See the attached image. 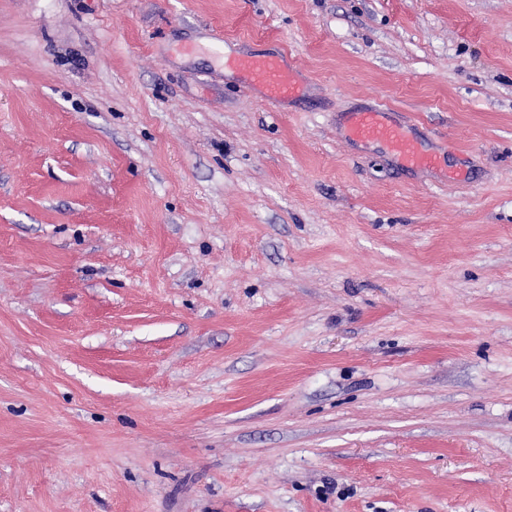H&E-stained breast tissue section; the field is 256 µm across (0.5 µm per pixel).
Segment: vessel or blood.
<instances>
[{
	"label": "vessel or blood",
	"instance_id": "obj_1",
	"mask_svg": "<svg viewBox=\"0 0 512 512\" xmlns=\"http://www.w3.org/2000/svg\"><path fill=\"white\" fill-rule=\"evenodd\" d=\"M224 67L246 77L251 84L262 87L270 101H292L302 93L296 69L285 55H228L224 58ZM348 131L353 139L386 145L407 165L430 168L437 163L434 155L419 149L414 138L401 125L385 119L383 107L353 113Z\"/></svg>",
	"mask_w": 512,
	"mask_h": 512
}]
</instances>
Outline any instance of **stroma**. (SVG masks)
<instances>
[{
	"instance_id": "1",
	"label": "stroma",
	"mask_w": 512,
	"mask_h": 512,
	"mask_svg": "<svg viewBox=\"0 0 512 512\" xmlns=\"http://www.w3.org/2000/svg\"><path fill=\"white\" fill-rule=\"evenodd\" d=\"M0 512H512V0H0ZM224 68L246 77L252 85L262 87L270 101H292L301 96L302 85L296 69L285 55H224ZM386 108L377 106L354 112L349 120V135L359 141L386 145L407 165L430 168L437 164L434 155L419 149L414 138L399 124L388 122L383 114Z\"/></svg>"
}]
</instances>
